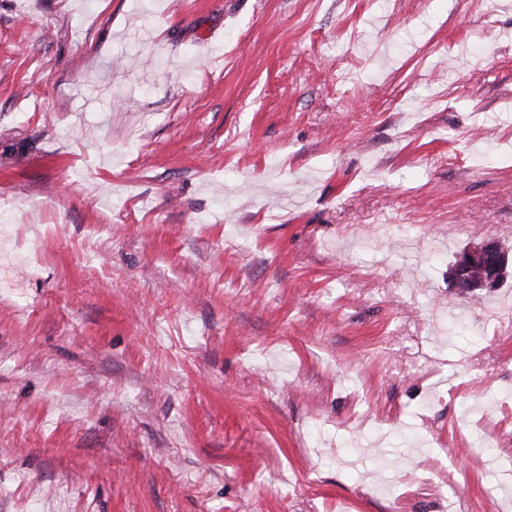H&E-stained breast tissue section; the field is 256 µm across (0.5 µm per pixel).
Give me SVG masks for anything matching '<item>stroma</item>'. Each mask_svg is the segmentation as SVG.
I'll list each match as a JSON object with an SVG mask.
<instances>
[{"instance_id":"35a3bbf8","label":"stroma","mask_w":512,"mask_h":512,"mask_svg":"<svg viewBox=\"0 0 512 512\" xmlns=\"http://www.w3.org/2000/svg\"><path fill=\"white\" fill-rule=\"evenodd\" d=\"M512 0H0V512H512ZM478 244V243H477ZM471 245L465 247L460 253L456 255V263L453 267V282L456 287L464 288L469 292H475L478 289H484L492 286L498 275L502 272L503 266L509 264L508 258H499L495 255V244L493 241H485L480 245ZM477 245V246H475ZM459 255V256H458ZM458 256V258H457ZM488 260V261H487ZM483 265L489 266V270H493L489 277L483 275L482 278H473L471 276L472 268Z\"/></svg>"}]
</instances>
